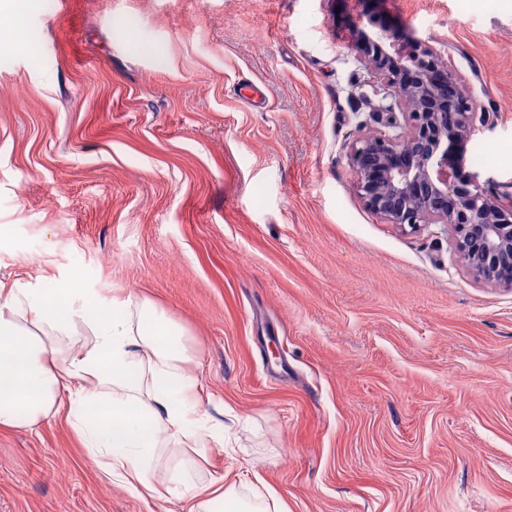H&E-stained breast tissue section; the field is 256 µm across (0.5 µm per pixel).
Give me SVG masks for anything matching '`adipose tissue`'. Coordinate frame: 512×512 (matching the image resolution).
Returning a JSON list of instances; mask_svg holds the SVG:
<instances>
[{
	"instance_id": "adipose-tissue-1",
	"label": "adipose tissue",
	"mask_w": 512,
	"mask_h": 512,
	"mask_svg": "<svg viewBox=\"0 0 512 512\" xmlns=\"http://www.w3.org/2000/svg\"><path fill=\"white\" fill-rule=\"evenodd\" d=\"M69 282H0V431L61 416L109 479L178 496L184 512H268L262 494L244 498L223 476L153 470L158 449L202 459L224 445L189 370L186 330L151 300L116 297L107 308L80 274ZM81 325L93 340L80 347Z\"/></svg>"
}]
</instances>
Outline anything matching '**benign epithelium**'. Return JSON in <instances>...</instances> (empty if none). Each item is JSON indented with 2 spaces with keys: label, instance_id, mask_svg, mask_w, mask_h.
I'll list each match as a JSON object with an SVG mask.
<instances>
[{
  "label": "benign epithelium",
  "instance_id": "1",
  "mask_svg": "<svg viewBox=\"0 0 512 512\" xmlns=\"http://www.w3.org/2000/svg\"><path fill=\"white\" fill-rule=\"evenodd\" d=\"M351 47L375 93L394 98L373 116L393 132L357 137L349 167L365 207L400 229H451L457 261L479 282L512 288V202L467 169L466 144L490 118L451 60L391 29L356 27ZM400 112H395V109Z\"/></svg>",
  "mask_w": 512,
  "mask_h": 512
}]
</instances>
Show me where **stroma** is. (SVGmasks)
<instances>
[{
    "label": "stroma",
    "mask_w": 512,
    "mask_h": 512,
    "mask_svg": "<svg viewBox=\"0 0 512 512\" xmlns=\"http://www.w3.org/2000/svg\"><path fill=\"white\" fill-rule=\"evenodd\" d=\"M0 279L149 298L224 426L205 468L285 512H512V289L446 226L369 211L379 104L349 49L451 56L512 197V0H0ZM243 79L264 99L242 103ZM278 343L281 356L268 360ZM0 512H183L104 478L64 421L0 432Z\"/></svg>",
    "instance_id": "35a3bbf8"
}]
</instances>
